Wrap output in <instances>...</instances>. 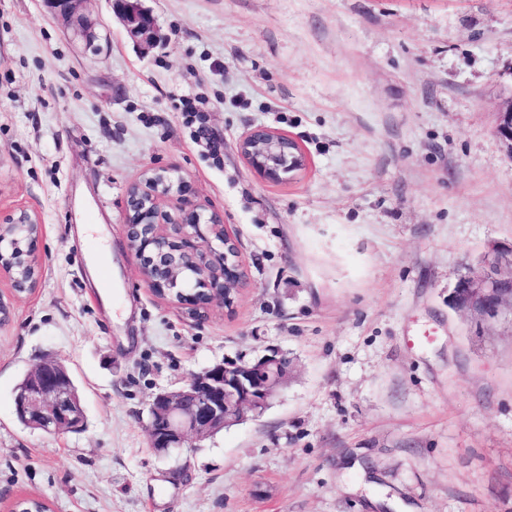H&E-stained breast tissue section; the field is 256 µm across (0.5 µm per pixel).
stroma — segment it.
I'll return each mask as SVG.
<instances>
[{
  "instance_id": "1",
  "label": "stroma",
  "mask_w": 512,
  "mask_h": 512,
  "mask_svg": "<svg viewBox=\"0 0 512 512\" xmlns=\"http://www.w3.org/2000/svg\"><path fill=\"white\" fill-rule=\"evenodd\" d=\"M143 5L159 45L91 0L93 52L43 0H0V209L41 224L37 288L0 276V512L29 496L52 512H512V326L478 336L448 305L490 245H512L494 135L512 0ZM255 126L298 143L297 179L239 154ZM151 167L223 214L244 271L232 308L198 320L147 287L125 215ZM270 349L289 375L262 416L149 447L155 394ZM46 355L75 378L81 432L16 419Z\"/></svg>"
}]
</instances>
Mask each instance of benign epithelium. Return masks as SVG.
<instances>
[{"mask_svg": "<svg viewBox=\"0 0 512 512\" xmlns=\"http://www.w3.org/2000/svg\"><path fill=\"white\" fill-rule=\"evenodd\" d=\"M49 12L62 19L85 46L93 51L94 22L85 13L88 0H43ZM113 12L131 35L146 46L157 43V23L141 0H112ZM494 134L512 159V100L497 112ZM241 154L263 178L280 182L293 177L303 166L296 143L267 127L251 129L239 142ZM169 195L179 206L171 213L160 199ZM191 184L171 168H152L143 181L128 191L127 239L150 290L157 294L174 290L184 273L202 269V292L206 302L191 293H181L177 304L189 315L202 318L216 301L229 308L234 297L224 291L231 282L243 281L237 241L216 211L204 214L192 198ZM28 231L27 246L13 239V250L0 249V275H6L17 293L37 287L41 265L37 241L41 233L38 217L24 208L0 213V244L6 233ZM461 295L454 307L481 332L501 320L512 324V245H492L481 264L470 268L457 281ZM288 358L271 350L255 358H226L192 375L176 391L157 394L149 408L146 427L150 447L159 453L187 448L218 431L239 423L247 414L267 406L284 385ZM17 416L32 429L59 435L84 424V410L74 393L73 379L56 357L41 361L15 389Z\"/></svg>", "mask_w": 512, "mask_h": 512, "instance_id": "7a95c632", "label": "benign epithelium"}]
</instances>
